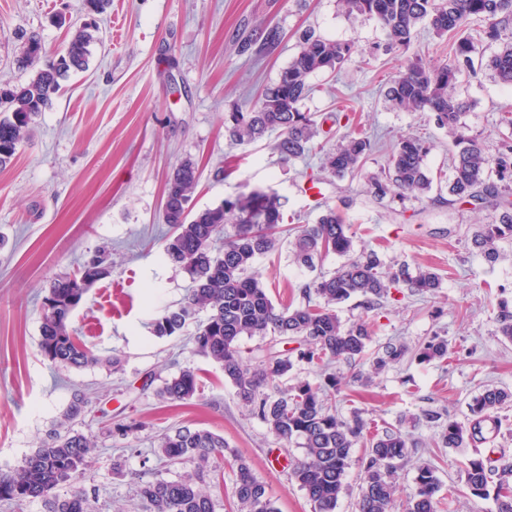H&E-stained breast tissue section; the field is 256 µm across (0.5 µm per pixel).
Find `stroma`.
Wrapping results in <instances>:
<instances>
[{"label": "stroma", "mask_w": 512, "mask_h": 512, "mask_svg": "<svg viewBox=\"0 0 512 512\" xmlns=\"http://www.w3.org/2000/svg\"><path fill=\"white\" fill-rule=\"evenodd\" d=\"M80 4L0 0V88L26 83L35 73L17 64L23 36L38 35L48 51L64 52L82 21ZM267 27L279 30L278 44L239 53L238 41ZM309 28L358 46L340 72L312 77L314 90L301 106L348 116L320 132L315 145L333 147L359 129L377 134L352 179L321 172L315 154L282 162L273 136L239 145L224 132L225 113L246 111L259 99ZM101 37L88 69L70 75L13 162L0 170V470L22 465L80 390L89 405L75 430L95 432L122 418L144 424L127 440L101 438L83 477L86 487L99 490V512H136L142 482L185 473V465L159 462L154 454L158 435L183 425L223 435L229 453L248 460L278 512H312L289 475L302 448L277 444L240 403L221 367L195 354L187 336L152 333L156 316L181 303L190 286L188 275L163 256L161 242L165 183L189 160L199 174L193 209L218 206L246 186L279 195L288 225L314 223L329 204L346 214L356 249L372 248L386 263L439 274L442 286L432 297L404 290L374 310L356 299L338 306L342 321L369 323L370 349L393 341L408 352L366 383L355 376L368 371L367 360L338 363L336 406L344 414L361 409L377 429L398 430L416 442L399 473L393 512H405L420 462L435 468L440 497L452 499L450 512H495L493 500L466 486L471 449L439 445V429L426 414L463 423L485 385L512 388V343L498 335L495 321L498 300L512 299V243L488 264L469 238L492 221V208L449 200L436 187L403 200H378L367 191L368 177L382 174L392 147L407 134L429 144L431 175L448 170L453 147L430 113L400 110L386 98L415 55L446 60V39L423 26L409 48L386 50L380 25L347 18L338 0H111ZM458 94L469 105L462 118L466 135L496 154L512 135L499 122L512 104V86L481 67L462 75ZM312 179L321 189L316 201L303 191ZM101 248L109 252L112 274L90 288L71 326L103 360L119 355L122 369L103 362L81 369L52 364L39 350L43 298L56 277ZM256 268L275 305L301 303L299 286L311 272L296 266L287 249L260 258ZM434 335L447 339V361L419 362L418 349ZM185 368L200 380L194 398L158 400L156 388ZM235 480L230 461L212 463L206 482L214 512H237Z\"/></svg>", "instance_id": "obj_1"}]
</instances>
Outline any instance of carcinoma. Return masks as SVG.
<instances>
[{
    "instance_id": "1",
    "label": "carcinoma",
    "mask_w": 512,
    "mask_h": 512,
    "mask_svg": "<svg viewBox=\"0 0 512 512\" xmlns=\"http://www.w3.org/2000/svg\"><path fill=\"white\" fill-rule=\"evenodd\" d=\"M343 12L353 18L375 20L385 31L386 49L409 47L414 34L426 26L439 36H448V59L432 64L421 56L409 60L405 72L388 88L386 97L406 112H430L438 128L446 131L457 148L452 156L445 188L456 201L491 205L500 209L493 224H483L473 234V250L490 263L501 255V245L512 241V204L505 182L512 179V143H501L498 154L487 155L475 139L461 133L466 104L456 92L458 76L475 71L479 43H497L512 28V0H339ZM109 0H81V10L92 16L75 30L64 53L47 58L42 41L28 37L19 62L27 67L43 65L29 82L14 89H0V169L13 161L36 117L49 110L55 95L72 71L88 66L90 47L98 40V17ZM484 23L471 32L469 24ZM351 41L330 40L306 31L298 53L281 70L258 101L244 112L224 114V130L236 144L251 143L277 133L274 149L280 160L291 162L312 150L319 134L318 115L301 111L312 75L342 68L354 53ZM489 67L505 84L512 85V36L489 60ZM369 137H348L324 151L323 168L332 176H355L372 151ZM429 147L415 135H405L394 145L388 171L368 178L369 191L378 198L393 195L415 198L430 191L433 179L425 165ZM195 164L186 160L168 179V203L162 220L170 228L163 240L167 260L189 276L191 288L183 302L166 309L152 322L159 337L179 336L193 327V351L218 363L224 379L235 388L238 400L267 426L280 443H297L304 456L291 467L290 478L305 492L313 512H336L352 465V448L362 444L361 483L357 512H392L397 477L414 442L400 431L372 433L363 412L343 415L329 402L339 380L332 365L364 357L372 332L363 320L345 324L336 306L361 297L373 309L392 291L405 287L417 295L435 294L440 277L430 269L410 273L400 266L382 271L383 263L372 250L354 253L351 225L334 207H327L313 224H283L278 195L261 188L240 192L215 207L189 214L187 204L197 184ZM231 230H226V227ZM288 241L293 262L310 271L315 260L334 253L344 261L330 273H320L299 286L302 304L277 307L254 272L258 259L277 251ZM112 266L101 254L83 261L75 272L56 278L42 306L41 354L53 364L75 368L106 363L120 370L117 357L101 359L74 336L70 318L86 292L108 277ZM206 313L203 320L200 313ZM497 331L512 342V301L502 299L497 307ZM272 336L299 343L284 354L266 349L253 364L238 347L241 337ZM407 353L402 343L389 342L370 361L380 371ZM430 361L448 357V341L439 336L427 340L417 352ZM301 364L321 371L323 382L304 381L285 387L283 382ZM199 388L197 375L186 368L163 380L156 396L164 402L192 399ZM512 404V390L487 387L468 404L467 423L448 421L438 439L448 448L471 445L476 455L468 461L465 481L476 496L493 498L496 512H512V457L494 447L502 421L501 409ZM86 397L77 392L63 414L66 425L85 415ZM140 428L135 420L110 421L108 437L126 439ZM224 436L208 429L177 427L158 437L155 453L168 461L188 462L194 468L171 481H147L138 491L140 512H214L211 495L203 489L210 461L224 458ZM98 451V436L72 428L54 432L40 448L11 471H0V503L16 508L32 500L51 504L50 512H94L96 489L81 484L87 460ZM236 466L234 496L243 512H276L266 487L254 476L250 464L233 457ZM72 484L63 499L53 498L56 488ZM416 491L406 512H439L437 497L441 482L428 464L417 467Z\"/></svg>"
}]
</instances>
